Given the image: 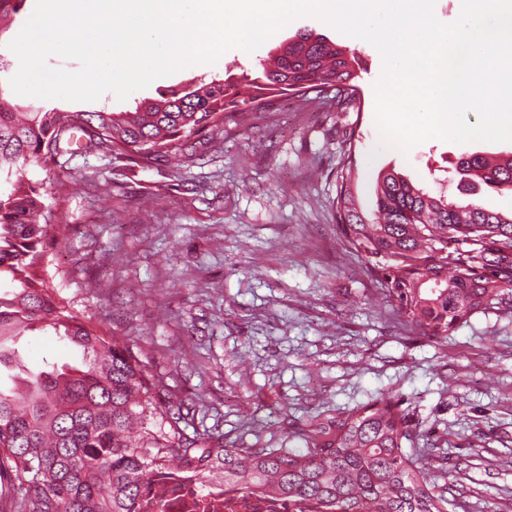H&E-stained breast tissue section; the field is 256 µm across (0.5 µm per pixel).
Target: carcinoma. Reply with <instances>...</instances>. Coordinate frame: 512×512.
Wrapping results in <instances>:
<instances>
[{
	"label": "carcinoma",
	"instance_id": "cac0c4a2",
	"mask_svg": "<svg viewBox=\"0 0 512 512\" xmlns=\"http://www.w3.org/2000/svg\"><path fill=\"white\" fill-rule=\"evenodd\" d=\"M354 53L303 34L280 45L273 66L248 79L213 80L143 101L132 112H18L0 98V512H137L151 483L184 470L202 484L315 503L323 512H447L430 469L403 447L407 417L388 399L307 423L306 451L227 447L221 436L189 437L180 406L157 400L162 380L116 338L55 301L42 275L43 239L54 221L38 183L82 145L118 161L148 166L181 153L184 142L224 120L261 112L266 99L297 95L338 112L361 111ZM352 151L336 172L333 200L347 245L379 277V293L404 323L446 338L472 314L512 312V214L432 195L395 171L378 174L375 220L360 204ZM460 180L512 191V157L492 166L480 154L460 159ZM36 332L66 340L79 364L30 367L18 340ZM218 512L220 504L179 486L147 512Z\"/></svg>",
	"mask_w": 512,
	"mask_h": 512
}]
</instances>
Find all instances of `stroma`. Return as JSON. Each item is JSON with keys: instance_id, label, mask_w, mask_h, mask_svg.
I'll list each match as a JSON object with an SVG mask.
<instances>
[{"instance_id": "obj_1", "label": "stroma", "mask_w": 512, "mask_h": 512, "mask_svg": "<svg viewBox=\"0 0 512 512\" xmlns=\"http://www.w3.org/2000/svg\"><path fill=\"white\" fill-rule=\"evenodd\" d=\"M34 6L20 0L0 33V94L27 111L124 112L173 89L239 81L303 33L349 46L361 113L274 96L248 127L228 121L192 138L176 168L82 150L59 171L28 166L55 213L43 240L46 286L163 379V394L190 411L187 435L301 450L298 431L310 418L389 396L409 416L406 450L444 458L436 482L448 512H512V314L476 312L444 339L405 326L381 303L366 259L342 242L332 207L346 149L355 151L369 214L379 172L458 201L460 159L512 154V141L382 148L374 117L381 54L315 17L294 19L253 52L231 49L206 69L156 79L131 99L20 96L7 86L15 73L7 44ZM23 347L30 363L81 359L51 335Z\"/></svg>"}]
</instances>
